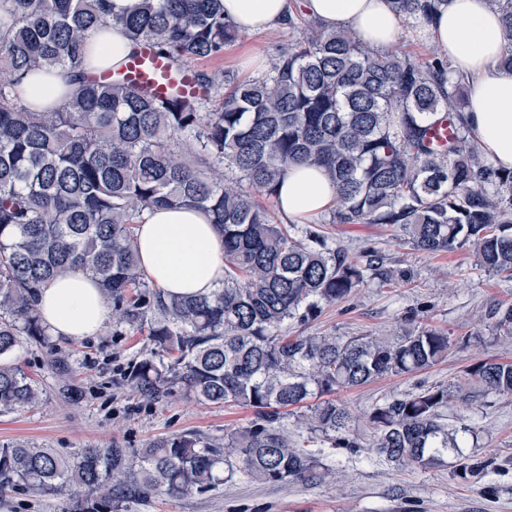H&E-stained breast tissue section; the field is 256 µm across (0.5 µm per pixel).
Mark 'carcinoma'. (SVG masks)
I'll return each mask as SVG.
<instances>
[{"label": "carcinoma", "mask_w": 512, "mask_h": 512, "mask_svg": "<svg viewBox=\"0 0 512 512\" xmlns=\"http://www.w3.org/2000/svg\"><path fill=\"white\" fill-rule=\"evenodd\" d=\"M448 2L392 5L422 25ZM490 2L509 36L500 63L512 70V0ZM110 25L176 68L220 59L238 38L221 0H141L119 15L110 0H0V414L40 404L35 381L10 357L24 339L49 343L40 292L81 270L111 303L112 323L147 329L152 349L126 372L143 400L179 392L252 408L255 418L222 444L190 433L151 441L137 470L123 448H86L66 460L31 442L1 443L0 494L65 492L83 512L88 496L109 508L191 496L216 489L226 473L323 483L333 471L322 449L288 436V408L427 370L448 356L450 336L423 326L396 340L282 334L288 320L349 297L365 269L313 229L298 237L257 197H278L291 166L319 165L337 193L325 223L398 224L418 251L469 250L486 270L512 277V170L489 162L467 130L466 84L435 48L420 63L290 17L288 28L302 36L260 75L240 82L199 73L201 94L159 98L120 71H84L89 37ZM57 69L72 77L60 108L36 112L13 95L16 81ZM443 118L453 140L435 151L428 130ZM161 206L202 209L224 233V283L212 295L166 296L139 268L136 226ZM479 393L512 396V363H476L455 382L376 406L375 453L401 467L435 466L459 447L442 410ZM305 408L298 422L310 434L359 447L344 405ZM491 467L471 455L454 465L464 481Z\"/></svg>", "instance_id": "1"}]
</instances>
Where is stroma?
<instances>
[{
	"label": "stroma",
	"mask_w": 512,
	"mask_h": 512,
	"mask_svg": "<svg viewBox=\"0 0 512 512\" xmlns=\"http://www.w3.org/2000/svg\"><path fill=\"white\" fill-rule=\"evenodd\" d=\"M288 28L249 37L262 59L243 64V46L227 47L223 58L196 61L198 71L254 77L265 59L295 40ZM333 247L365 265V284L344 301L324 307L308 323L289 321L291 336L327 334L349 339L376 336L396 339L409 328L428 325L446 331L451 347L446 359L430 369L386 375L370 384L336 391L335 398L352 415L357 449L323 444V461L335 466L332 483L302 485L252 482L240 475L217 489L187 497L155 496L120 504L114 512H512V397L490 394L476 401L451 403L443 411L448 428L463 430L464 453L494 458L483 480L464 481L453 473L455 454L443 466L405 468L386 462L373 450L370 412L393 396H404L463 375L467 367L497 359L512 362V339L500 334L495 313L512 304V279L480 267L472 252L429 254L414 250L399 225L324 224L311 218ZM378 255L394 270L382 278L366 266ZM151 345L147 336L125 326L105 323L84 339L52 337L50 346L25 344L15 352L24 369L43 390L38 407L0 415V442L31 441L72 457L85 448H139L173 433H196L223 440L225 432L247 426L252 409L236 404L205 405L189 397L146 403L130 389L124 374L132 360ZM65 361L72 379L57 381V363ZM65 495H39L17 489L0 497V512H70Z\"/></svg>",
	"instance_id": "stroma-1"
}]
</instances>
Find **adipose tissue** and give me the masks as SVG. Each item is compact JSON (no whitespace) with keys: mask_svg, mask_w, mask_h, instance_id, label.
Listing matches in <instances>:
<instances>
[{"mask_svg":"<svg viewBox=\"0 0 512 512\" xmlns=\"http://www.w3.org/2000/svg\"><path fill=\"white\" fill-rule=\"evenodd\" d=\"M224 15L241 36L273 30L297 8L322 26L348 29L367 46L394 48L401 19L389 0H222ZM431 46L447 53L456 74L469 86L465 121L485 156L497 167L512 169V70L500 64L507 42L499 14L488 0H450L434 23L421 30ZM89 70L119 69L134 45L122 27L111 26L91 40ZM336 188L318 166H292L279 187L278 206L291 220L333 207ZM135 245L147 276L164 293L204 296L224 283V238L210 215L198 208H159L146 212L136 229ZM39 308L58 336L97 335L109 307L97 282L76 271L44 289Z\"/></svg>","mask_w":512,"mask_h":512,"instance_id":"ef3b65f1","label":"adipose tissue"}]
</instances>
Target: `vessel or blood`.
Wrapping results in <instances>:
<instances>
[{
	"label": "vessel or blood",
	"instance_id": "b4317fda",
	"mask_svg": "<svg viewBox=\"0 0 512 512\" xmlns=\"http://www.w3.org/2000/svg\"><path fill=\"white\" fill-rule=\"evenodd\" d=\"M124 74L132 83L159 97L173 94L189 96L198 91L194 69H185L180 74L173 73L167 61L155 55L152 48L147 45L142 47L136 57L128 61Z\"/></svg>",
	"mask_w": 512,
	"mask_h": 512
}]
</instances>
